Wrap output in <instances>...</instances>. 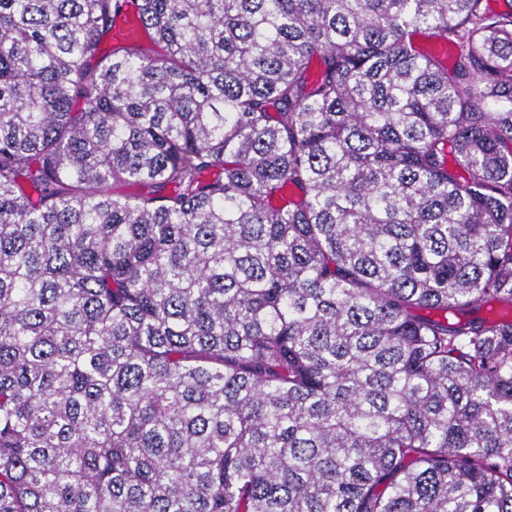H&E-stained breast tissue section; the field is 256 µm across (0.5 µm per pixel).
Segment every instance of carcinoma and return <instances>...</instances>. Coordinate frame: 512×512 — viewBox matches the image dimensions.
Wrapping results in <instances>:
<instances>
[{
	"mask_svg": "<svg viewBox=\"0 0 512 512\" xmlns=\"http://www.w3.org/2000/svg\"><path fill=\"white\" fill-rule=\"evenodd\" d=\"M135 2L0 0V512H512V7ZM136 26L137 15L134 13L132 7L125 6L123 13L117 18L112 30V41L126 45L140 43L142 36L139 32L135 33Z\"/></svg>",
	"mask_w": 512,
	"mask_h": 512,
	"instance_id": "carcinoma-1",
	"label": "carcinoma"
}]
</instances>
